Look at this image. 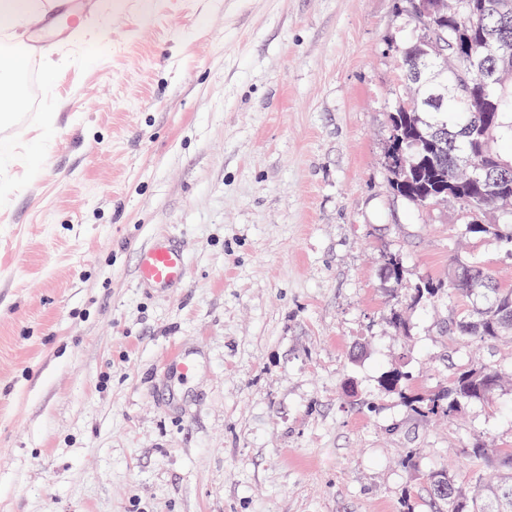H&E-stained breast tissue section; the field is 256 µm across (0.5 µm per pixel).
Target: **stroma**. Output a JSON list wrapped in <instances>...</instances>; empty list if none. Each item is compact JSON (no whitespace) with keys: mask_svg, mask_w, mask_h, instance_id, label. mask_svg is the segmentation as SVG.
I'll return each mask as SVG.
<instances>
[{"mask_svg":"<svg viewBox=\"0 0 512 512\" xmlns=\"http://www.w3.org/2000/svg\"><path fill=\"white\" fill-rule=\"evenodd\" d=\"M405 6L112 0L57 43L45 16L19 30L64 63L34 58L43 92L0 124L24 139L0 169V512H427L429 473L468 485L473 439L512 448V336L451 340L461 295L391 321L455 258L512 288V247L459 202L390 188ZM159 231L186 278L152 295ZM476 363L504 384L449 419L378 385ZM186 255L168 235L158 234L139 253V283L156 291H165L185 283ZM439 284H435L433 281L425 280L420 283L416 288L413 289V293L407 295H398L393 298L392 303V319L394 326L400 331L407 330V322L404 317V309L412 305H418L421 302L430 301L434 299L441 290ZM404 299V301H403ZM409 300L410 303H407ZM405 302V303H404Z\"/></svg>","mask_w":512,"mask_h":512,"instance_id":"35a3bbf8","label":"stroma"}]
</instances>
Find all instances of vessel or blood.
Returning a JSON list of instances; mask_svg holds the SVG:
<instances>
[{
    "mask_svg": "<svg viewBox=\"0 0 512 512\" xmlns=\"http://www.w3.org/2000/svg\"><path fill=\"white\" fill-rule=\"evenodd\" d=\"M186 255L168 235L158 234L139 254V283L156 291H165L185 282Z\"/></svg>",
    "mask_w": 512,
    "mask_h": 512,
    "instance_id": "obj_1",
    "label": "vessel or blood"
}]
</instances>
